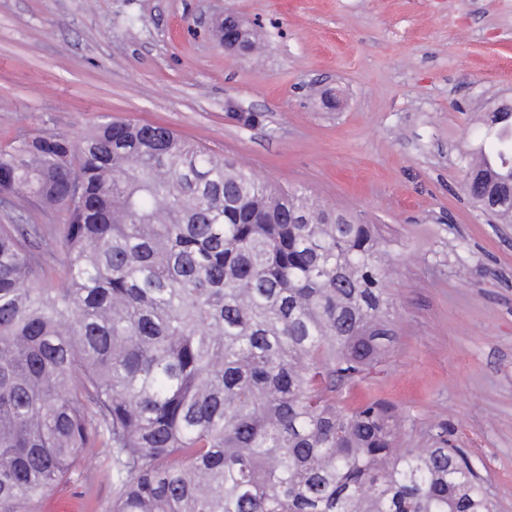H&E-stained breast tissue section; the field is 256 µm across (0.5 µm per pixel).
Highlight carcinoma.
Instances as JSON below:
<instances>
[{"instance_id": "cac0c4a2", "label": "carcinoma", "mask_w": 512, "mask_h": 512, "mask_svg": "<svg viewBox=\"0 0 512 512\" xmlns=\"http://www.w3.org/2000/svg\"><path fill=\"white\" fill-rule=\"evenodd\" d=\"M486 125L465 195L512 224V106ZM0 193L52 219L0 224V512L100 444L112 512H491L460 449L336 402L395 336L378 225L144 122L22 135Z\"/></svg>"}]
</instances>
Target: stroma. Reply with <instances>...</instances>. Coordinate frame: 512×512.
Here are the masks:
<instances>
[{
    "mask_svg": "<svg viewBox=\"0 0 512 512\" xmlns=\"http://www.w3.org/2000/svg\"><path fill=\"white\" fill-rule=\"evenodd\" d=\"M228 10L258 52L221 46ZM494 99L512 0H0V147L148 121L379 224L398 336L336 397L392 405L405 448L442 431L512 512V224L471 206L460 161ZM70 487L111 512V449Z\"/></svg>",
    "mask_w": 512,
    "mask_h": 512,
    "instance_id": "stroma-1",
    "label": "stroma"
}]
</instances>
